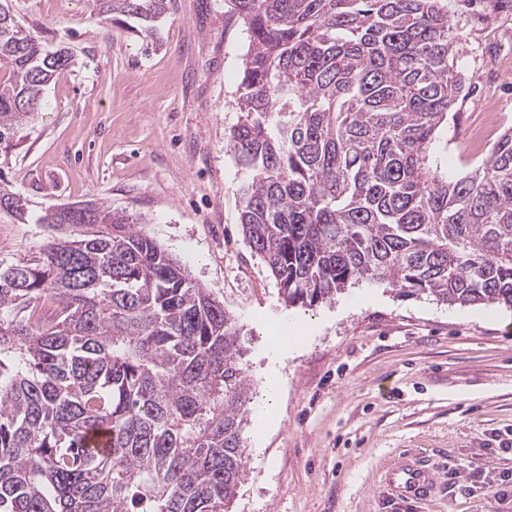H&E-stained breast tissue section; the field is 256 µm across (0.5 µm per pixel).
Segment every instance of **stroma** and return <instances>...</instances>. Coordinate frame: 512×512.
Segmentation results:
<instances>
[{
    "label": "stroma",
    "instance_id": "obj_1",
    "mask_svg": "<svg viewBox=\"0 0 512 512\" xmlns=\"http://www.w3.org/2000/svg\"><path fill=\"white\" fill-rule=\"evenodd\" d=\"M461 54L464 99L448 124V176L481 163L467 135L512 127V0H441ZM24 29L74 63L49 83L0 175L33 212L104 202L132 215L244 325L257 396L282 387L273 420L252 411L244 481L230 512H512V496L471 497L461 477L512 472V310L402 298L359 283L289 309L244 239L248 173L226 145L248 46L229 0H171L157 46L101 20L95 0H10ZM43 224L0 220V266L51 240ZM297 321L303 347L274 358L269 327ZM444 468L433 501L381 483L402 453Z\"/></svg>",
    "mask_w": 512,
    "mask_h": 512
}]
</instances>
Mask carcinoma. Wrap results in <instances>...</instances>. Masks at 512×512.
Masks as SVG:
<instances>
[{
    "instance_id": "carcinoma-1",
    "label": "carcinoma",
    "mask_w": 512,
    "mask_h": 512,
    "mask_svg": "<svg viewBox=\"0 0 512 512\" xmlns=\"http://www.w3.org/2000/svg\"><path fill=\"white\" fill-rule=\"evenodd\" d=\"M153 30L170 0H97ZM249 37L226 137L239 221L288 308L387 285L512 309V131L448 179L463 91L439 0H230ZM73 63L0 0V152ZM0 219L26 198L0 183ZM0 267V512H229L254 390L244 326L129 215L100 202ZM104 430L109 444L88 446Z\"/></svg>"
}]
</instances>
